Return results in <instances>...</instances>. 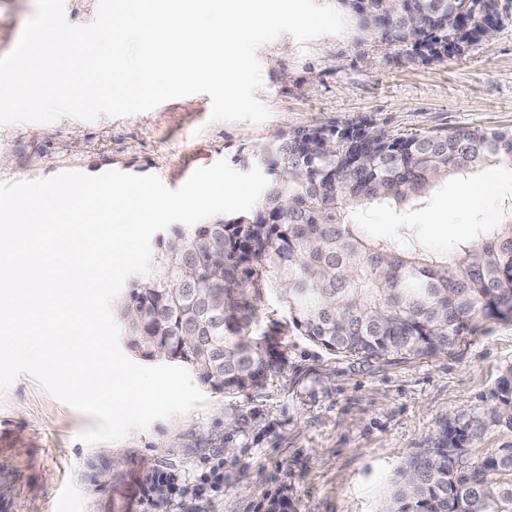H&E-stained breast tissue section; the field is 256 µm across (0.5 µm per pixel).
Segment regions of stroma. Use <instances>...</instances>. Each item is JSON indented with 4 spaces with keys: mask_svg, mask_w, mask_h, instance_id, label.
Masks as SVG:
<instances>
[{
    "mask_svg": "<svg viewBox=\"0 0 512 512\" xmlns=\"http://www.w3.org/2000/svg\"><path fill=\"white\" fill-rule=\"evenodd\" d=\"M36 8L37 0H0V56ZM257 55L264 84L256 96L270 112L263 123L210 122L211 98L196 93L124 117L0 125V183L119 170L177 189L223 158L249 171L254 150L275 133L364 118L396 133L512 128V20L462 56L425 63L353 21L303 46L282 35ZM477 182L451 180L421 206L377 204L352 218L380 239L413 225L428 251L443 253L473 238L476 225L497 223L512 201V174L503 172L481 203L460 211ZM253 306L251 336L275 330L282 339L276 376L239 394H207L205 406L115 442H79L95 419L20 375L0 395V512H55L68 487L79 495L77 512H262L282 491L295 512H379L404 461L450 418L482 420L471 459L512 447V427L490 420L491 392L512 367V320L485 321L445 353L362 359L298 335L272 291ZM161 473L173 491L159 509L146 481Z\"/></svg>",
    "mask_w": 512,
    "mask_h": 512,
    "instance_id": "35a3bbf8",
    "label": "stroma"
}]
</instances>
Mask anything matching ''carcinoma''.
<instances>
[{"label": "carcinoma", "mask_w": 512, "mask_h": 512, "mask_svg": "<svg viewBox=\"0 0 512 512\" xmlns=\"http://www.w3.org/2000/svg\"><path fill=\"white\" fill-rule=\"evenodd\" d=\"M366 31L408 59L461 55L501 0H337ZM274 175L248 216L175 226L158 240L152 270L115 308L128 346L194 372L214 394L259 388L281 370V338L246 332L252 304L274 287L289 324L309 343L365 359L428 356L456 347L490 319H512V205L499 224L442 254L368 237L347 219L378 203L414 206L439 183L484 167L512 171V131L440 128L393 133L365 119L281 132L261 149ZM179 269L193 289L172 288ZM224 304V323L199 316L200 298ZM195 324L201 340L182 341ZM492 419L512 424V367L497 382ZM476 427L450 419L434 444L399 471L384 512H512V447L468 460Z\"/></svg>", "instance_id": "obj_1"}]
</instances>
